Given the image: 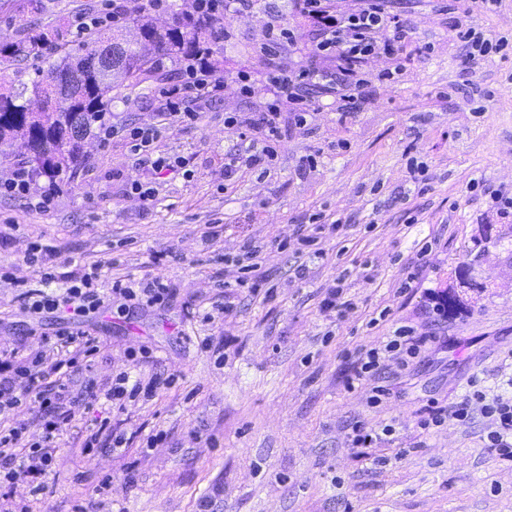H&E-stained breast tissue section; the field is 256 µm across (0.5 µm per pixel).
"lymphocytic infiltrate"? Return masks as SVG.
Returning a JSON list of instances; mask_svg holds the SVG:
<instances>
[{
    "label": "lymphocytic infiltrate",
    "instance_id": "f902f5d3",
    "mask_svg": "<svg viewBox=\"0 0 512 512\" xmlns=\"http://www.w3.org/2000/svg\"><path fill=\"white\" fill-rule=\"evenodd\" d=\"M299 8L302 14L321 23L325 32L324 38L312 46V56L332 59L337 78L349 87L361 85L360 66L375 54L376 34L403 28L398 16L386 11L384 0H361L359 7L339 18L330 15L326 0H299ZM223 87V82L210 78L206 70L187 65L183 81L169 91L171 116L195 119L192 107L196 101L218 99ZM0 187L25 198L29 208L39 213L50 211L59 195V188L54 184L32 190L30 174L23 167L16 169ZM166 293V288L157 281L142 290L116 283L105 294L95 287L91 275L84 274L74 278L64 298L43 295L29 303L28 310L33 315L65 309L69 322L53 335L41 337L37 344L25 343L18 349L0 351V418L16 415L30 399L38 402L43 411L41 433L36 438H28L23 425L0 430V481L9 484L20 481L29 488L28 497L15 501L9 512H33L31 500L42 494V479L52 467L55 438L77 415L89 410L97 400L114 402L140 395L150 397L166 384L165 378L158 377L146 386H133L128 375L120 372L102 384L88 379L84 392H73L66 383L67 377L80 371L83 362L99 350L98 338L73 330V323L121 301L138 303L145 299L156 303ZM425 345V340L416 336L412 327L400 326L383 347L360 354L354 377L373 380L370 405H379L389 395L388 389L379 383L387 354L396 353L405 362L418 357ZM477 413L492 422L486 434L487 447L499 458L512 461V397L501 394L490 397L477 388L448 412L439 411L422 420L421 426L425 429L438 426L448 418L465 423Z\"/></svg>",
    "mask_w": 512,
    "mask_h": 512
}]
</instances>
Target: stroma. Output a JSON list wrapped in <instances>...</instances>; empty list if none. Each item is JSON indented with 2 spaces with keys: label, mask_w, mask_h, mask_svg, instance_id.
<instances>
[{
  "label": "stroma",
  "mask_w": 512,
  "mask_h": 512,
  "mask_svg": "<svg viewBox=\"0 0 512 512\" xmlns=\"http://www.w3.org/2000/svg\"><path fill=\"white\" fill-rule=\"evenodd\" d=\"M96 7L0 0V42L46 25L70 30ZM387 9L409 33L366 61L354 109L338 110L339 86L312 94L305 124L282 111L272 160L245 161L248 147L264 145L255 113L279 95L269 70L334 67L309 61L317 24L295 0H250L226 16L229 35L212 56L224 94L196 120L168 114L175 64L115 103L106 122L156 128L149 151L96 124L76 174L56 178L50 212L0 194V347L53 333V316L24 307L40 289L64 294L67 272L96 273L105 290L119 280L171 290L164 303L81 321L102 342L98 378L144 348L132 376L170 383L73 422L41 512L100 499L105 512H512V461L486 448V418L419 426L460 400L472 376L490 391L512 378V214L494 201L512 196V0L474 10L467 0H388ZM272 24L299 38L264 57ZM468 30L496 48L469 56ZM387 70L394 80H381ZM159 157L172 169L155 185ZM135 182L154 186L152 205L132 193ZM312 233L317 244L303 246ZM36 244L66 260L55 283L25 261ZM250 245L261 258L247 272L237 257ZM465 263L471 288L457 280ZM412 273V290L401 291ZM334 286L346 307L325 308ZM451 289L467 309L435 322L426 295ZM402 325L428 337L426 351L408 367L390 364L389 399L368 406L369 382L347 381L360 352ZM95 419L125 435L124 452L83 453ZM358 422L395 431L363 454L349 438Z\"/></svg>",
  "instance_id": "obj_1"
}]
</instances>
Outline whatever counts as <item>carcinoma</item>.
Segmentation results:
<instances>
[{
  "label": "carcinoma",
  "instance_id": "1",
  "mask_svg": "<svg viewBox=\"0 0 512 512\" xmlns=\"http://www.w3.org/2000/svg\"><path fill=\"white\" fill-rule=\"evenodd\" d=\"M125 16L139 31L134 42L112 37L107 29L93 30L78 42L62 40L63 33L46 27L0 43L4 62L33 61L30 83L15 82L0 71L9 88L0 93V147L23 140L36 157L23 159L37 175L54 178L75 170L83 155L80 142L92 125L123 99L122 90L162 77L163 60L174 64L208 57L211 45L224 35V18L201 20L193 13L172 11L175 23L160 30L153 25L147 0H133ZM71 75V89L55 83L54 74Z\"/></svg>",
  "mask_w": 512,
  "mask_h": 512
}]
</instances>
